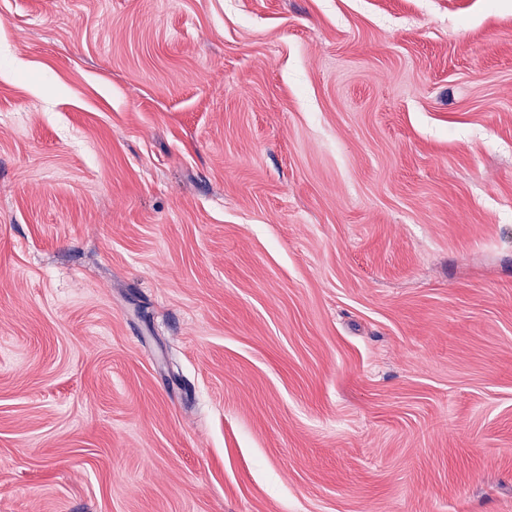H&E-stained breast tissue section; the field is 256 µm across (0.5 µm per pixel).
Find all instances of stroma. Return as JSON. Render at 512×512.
Segmentation results:
<instances>
[{
  "mask_svg": "<svg viewBox=\"0 0 512 512\" xmlns=\"http://www.w3.org/2000/svg\"><path fill=\"white\" fill-rule=\"evenodd\" d=\"M0 512H512V0H0Z\"/></svg>",
  "mask_w": 512,
  "mask_h": 512,
  "instance_id": "obj_1",
  "label": "stroma"
}]
</instances>
